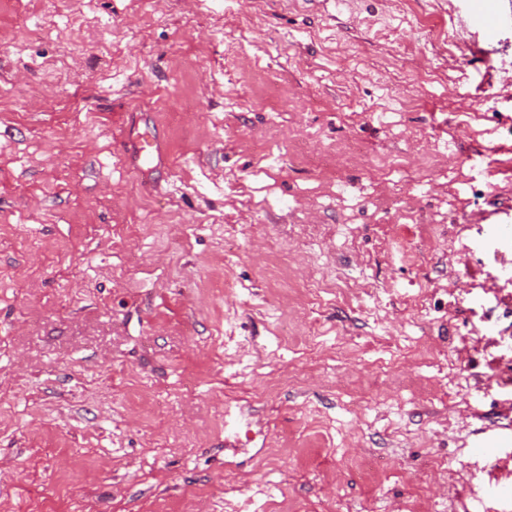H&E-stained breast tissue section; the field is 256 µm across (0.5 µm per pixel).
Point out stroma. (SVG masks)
<instances>
[{"mask_svg":"<svg viewBox=\"0 0 512 512\" xmlns=\"http://www.w3.org/2000/svg\"><path fill=\"white\" fill-rule=\"evenodd\" d=\"M12 2L0 512H512V26ZM130 129L169 168H130ZM301 136L364 147L342 194Z\"/></svg>","mask_w":512,"mask_h":512,"instance_id":"1","label":"stroma"}]
</instances>
